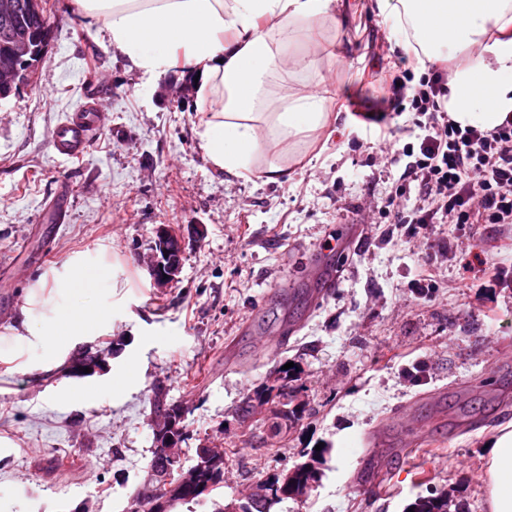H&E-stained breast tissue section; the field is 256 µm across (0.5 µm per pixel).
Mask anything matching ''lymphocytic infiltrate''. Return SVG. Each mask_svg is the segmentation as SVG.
Wrapping results in <instances>:
<instances>
[{
  "label": "lymphocytic infiltrate",
  "mask_w": 512,
  "mask_h": 512,
  "mask_svg": "<svg viewBox=\"0 0 512 512\" xmlns=\"http://www.w3.org/2000/svg\"><path fill=\"white\" fill-rule=\"evenodd\" d=\"M449 67L431 66L389 73L387 105L394 114L411 113L414 141L395 147L390 127L381 144L392 161L403 163L400 185L383 212L397 224L512 225V112L493 128L463 126L448 114ZM414 186L418 200L402 198Z\"/></svg>",
  "instance_id": "lymphocytic-infiltrate-1"
}]
</instances>
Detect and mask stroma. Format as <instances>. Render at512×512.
I'll list each match as a JSON object with an SVG mask.
<instances>
[{"mask_svg": "<svg viewBox=\"0 0 512 512\" xmlns=\"http://www.w3.org/2000/svg\"><path fill=\"white\" fill-rule=\"evenodd\" d=\"M42 5L48 51L0 100V512H125L152 457L157 386L184 411L185 463L200 447L224 451L223 487L179 512L243 499L319 444L313 491L270 512H405L433 488L450 512H486L485 445L512 425V254L487 252L495 224L420 229L381 214L359 246L341 245L347 225L367 224L361 203L383 206L401 174L355 112L380 107L396 64L417 66L367 0H349L338 31L322 34L341 42L329 85L344 126L281 183L210 167L197 135L205 107L180 68L144 75L72 0ZM91 97L106 126L82 158L56 156L54 127ZM63 186L60 224L51 207ZM160 224L185 240L161 291L143 263ZM77 254L99 285L68 305L103 303L107 327L43 344L20 328L28 295ZM426 265L435 285L420 288ZM315 267L339 279L318 300ZM287 326V344L260 349L258 337ZM85 350L104 366L65 375ZM281 384L297 407L282 435L267 413L238 416L248 394ZM390 416L381 446L365 448Z\"/></svg>", "mask_w": 512, "mask_h": 512, "instance_id": "35a3bbf8", "label": "stroma"}]
</instances>
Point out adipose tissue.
<instances>
[{
    "label": "adipose tissue",
    "mask_w": 512,
    "mask_h": 512,
    "mask_svg": "<svg viewBox=\"0 0 512 512\" xmlns=\"http://www.w3.org/2000/svg\"><path fill=\"white\" fill-rule=\"evenodd\" d=\"M83 18L103 31L133 68L158 76L179 65L195 77L210 110L198 137L210 165L238 179L278 182L289 148L307 144L334 117L326 74L338 55L313 34L338 27L343 0H78ZM375 13L421 68L451 52L472 57L448 82V113L491 128L512 112V0H375ZM84 267L68 262L52 277L54 293L34 291L22 326L53 335L67 323L88 336L104 324L91 305L69 315L58 297L80 285ZM488 512H512V429L487 442Z\"/></svg>",
    "instance_id": "1"
}]
</instances>
